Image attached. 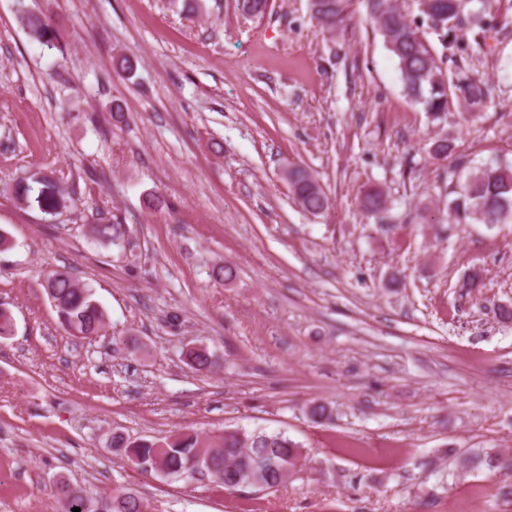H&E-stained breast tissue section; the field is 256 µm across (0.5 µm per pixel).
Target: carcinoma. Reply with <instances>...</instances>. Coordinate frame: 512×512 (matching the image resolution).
Instances as JSON below:
<instances>
[{
    "mask_svg": "<svg viewBox=\"0 0 512 512\" xmlns=\"http://www.w3.org/2000/svg\"><path fill=\"white\" fill-rule=\"evenodd\" d=\"M366 14L386 49L396 60L409 99L419 103L432 121L442 119L451 107L460 105L470 112L482 110L493 97L494 88L482 77L463 69L447 78L443 57L427 44L420 29L396 0H363ZM470 0H417L425 21L442 31V45L458 44L457 26L462 24L464 9ZM354 0H309L310 19L322 33L336 37L352 19ZM270 0H234V10L242 17L260 20L270 11ZM26 27L37 42L52 46L54 29L50 21L38 14L26 16ZM286 178L295 202L305 212L319 216L332 203L323 186L305 168L291 166ZM12 194L21 203L34 201L51 213L64 206L60 189L50 182L34 187L18 182ZM438 202L450 224H484L494 227L512 223V163L509 161L475 164L463 156L448 167V185ZM360 205L371 215L388 210L383 190L364 191ZM102 242L121 244L127 225L118 220L103 221L92 229ZM45 292L53 304L61 326L83 337L96 336L105 326V313L93 299L91 289L76 283L66 271L56 270L45 278ZM188 365L198 372L210 370L215 360L205 347L185 352ZM111 447L122 452L139 468L148 464L151 472L167 477L209 476L228 492L250 487L256 492L276 491L288 478L298 473L303 458L302 446L280 431L226 428L219 436L205 439L194 431H182L165 438L130 439L121 432L112 433ZM57 512H72L81 507L85 496L78 488L62 484L57 489ZM143 502L134 493L119 492L112 496L108 512H141Z\"/></svg>",
    "mask_w": 512,
    "mask_h": 512,
    "instance_id": "carcinoma-1",
    "label": "carcinoma"
}]
</instances>
